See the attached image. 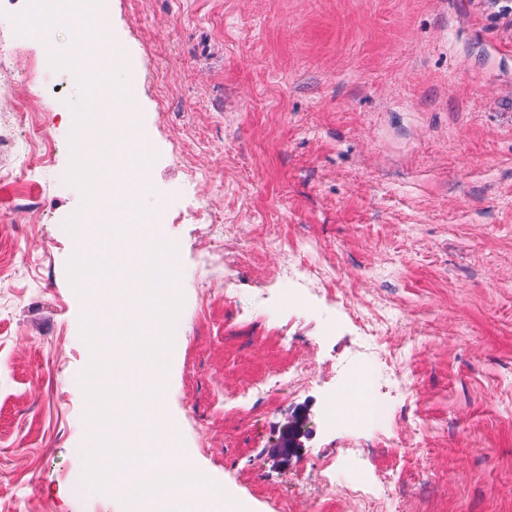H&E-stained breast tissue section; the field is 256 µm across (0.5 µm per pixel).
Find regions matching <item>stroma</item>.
I'll return each instance as SVG.
<instances>
[{"label":"stroma","instance_id":"1","mask_svg":"<svg viewBox=\"0 0 512 512\" xmlns=\"http://www.w3.org/2000/svg\"><path fill=\"white\" fill-rule=\"evenodd\" d=\"M0 0V512H125L76 491L91 371L68 279L69 136L84 95L50 56L71 31L17 32ZM137 64V131L156 157L141 197L179 249L182 297L164 401L190 463L251 512H512V13L481 0H106ZM29 110L21 120L16 103ZM209 213L207 230L195 217ZM313 268L289 294L280 243ZM237 301L225 305L224 289ZM379 325L413 371L368 425L323 404ZM287 326V338L277 327ZM289 360L309 388L244 391ZM312 427L288 457V422ZM427 446L403 460L416 432ZM340 456L324 475L326 449Z\"/></svg>","mask_w":512,"mask_h":512}]
</instances>
